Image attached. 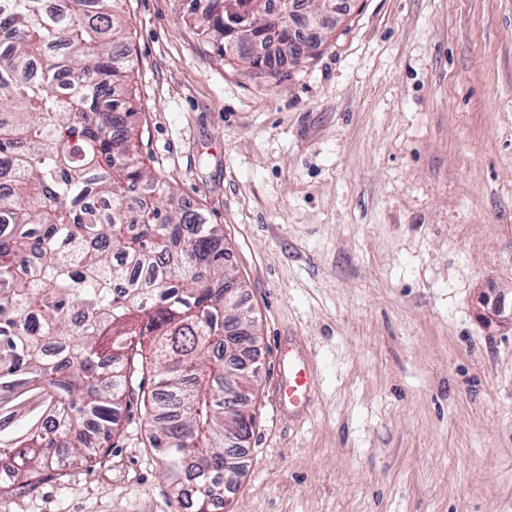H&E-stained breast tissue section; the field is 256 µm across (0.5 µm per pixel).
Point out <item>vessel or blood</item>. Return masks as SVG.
Instances as JSON below:
<instances>
[{
  "label": "vessel or blood",
  "mask_w": 512,
  "mask_h": 512,
  "mask_svg": "<svg viewBox=\"0 0 512 512\" xmlns=\"http://www.w3.org/2000/svg\"><path fill=\"white\" fill-rule=\"evenodd\" d=\"M277 394L282 409L292 414L304 412L312 402L308 359L297 341H289L281 351Z\"/></svg>",
  "instance_id": "b4317fda"
}]
</instances>
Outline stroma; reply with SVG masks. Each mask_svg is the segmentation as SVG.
Listing matches in <instances>:
<instances>
[{
  "label": "stroma",
  "mask_w": 512,
  "mask_h": 512,
  "mask_svg": "<svg viewBox=\"0 0 512 512\" xmlns=\"http://www.w3.org/2000/svg\"><path fill=\"white\" fill-rule=\"evenodd\" d=\"M127 0L150 167L222 225L260 332L230 512H512V0H354L306 67L224 65ZM313 405L275 401L280 339ZM130 425L0 512H172Z\"/></svg>",
  "instance_id": "1"
}]
</instances>
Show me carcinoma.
Wrapping results in <instances>:
<instances>
[{
	"label": "carcinoma",
	"mask_w": 512,
	"mask_h": 512,
	"mask_svg": "<svg viewBox=\"0 0 512 512\" xmlns=\"http://www.w3.org/2000/svg\"><path fill=\"white\" fill-rule=\"evenodd\" d=\"M125 2L0 0V493L97 460L136 421L174 512H216L226 433L255 424L253 371L224 353L244 309L219 225L144 162ZM224 2L189 9L222 61ZM251 8L259 32L282 25Z\"/></svg>",
	"instance_id": "cac0c4a2"
}]
</instances>
